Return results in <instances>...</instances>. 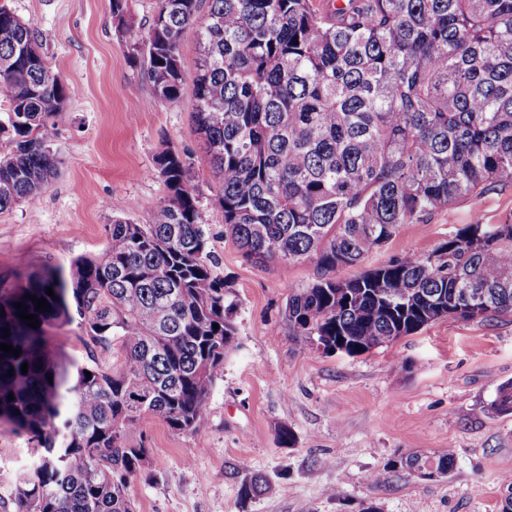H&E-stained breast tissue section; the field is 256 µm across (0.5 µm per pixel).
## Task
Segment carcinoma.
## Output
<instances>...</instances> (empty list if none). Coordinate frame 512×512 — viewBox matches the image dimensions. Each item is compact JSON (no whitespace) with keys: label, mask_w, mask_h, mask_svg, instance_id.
<instances>
[{"label":"carcinoma","mask_w":512,"mask_h":512,"mask_svg":"<svg viewBox=\"0 0 512 512\" xmlns=\"http://www.w3.org/2000/svg\"><path fill=\"white\" fill-rule=\"evenodd\" d=\"M111 4L117 28L137 36L127 0ZM190 31L191 118L224 233L257 263L315 264L314 280L288 294L293 335L357 355L442 312L512 315L511 214L475 217L427 255L341 276L400 225L512 182V0H156L142 44L159 99L182 95ZM23 47L40 50L35 30L1 5L0 62L12 67L0 73V211L35 201L55 176L46 140L70 96ZM155 168L167 195L149 223L116 220L101 254L0 281V344L21 348L0 350V425L39 447L14 512H135L145 417L181 434L207 412L237 303L213 271L196 176L172 148ZM460 288L488 306L458 312ZM29 294L51 309L36 311ZM76 319L90 339L82 362L49 336ZM491 408L512 414V381ZM452 464L448 452L402 454L393 467L433 477Z\"/></svg>","instance_id":"carcinoma-1"}]
</instances>
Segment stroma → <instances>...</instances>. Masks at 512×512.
Returning <instances> with one entry per match:
<instances>
[{
	"label": "stroma",
	"mask_w": 512,
	"mask_h": 512,
	"mask_svg": "<svg viewBox=\"0 0 512 512\" xmlns=\"http://www.w3.org/2000/svg\"><path fill=\"white\" fill-rule=\"evenodd\" d=\"M39 34L40 51L71 89L47 142L58 172L36 202L0 212V279L95 256L114 219L148 223L166 188L155 170L164 148L191 172L208 165L193 131L194 36L182 45L183 95L155 97L132 38L116 32L110 0H0ZM208 182L200 218L215 272L236 297L237 335L196 431L178 434L157 417L142 425L149 450L128 489L136 512H500L512 487V414L490 405L512 380V317L439 319L361 355L312 349L285 318L290 290L315 277L313 263L258 264L224 234ZM512 214V184L496 186L400 225L366 260L427 254L474 215ZM288 426L281 445L278 426ZM454 457L444 477L392 469L400 454ZM35 444L0 426V500L29 469ZM254 475L270 487L243 497Z\"/></svg>",
	"instance_id": "1"
}]
</instances>
